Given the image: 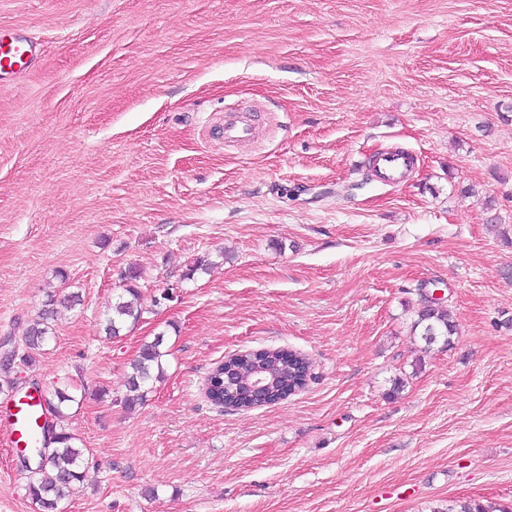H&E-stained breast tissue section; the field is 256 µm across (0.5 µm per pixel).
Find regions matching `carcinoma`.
Masks as SVG:
<instances>
[{
    "mask_svg": "<svg viewBox=\"0 0 512 512\" xmlns=\"http://www.w3.org/2000/svg\"><path fill=\"white\" fill-rule=\"evenodd\" d=\"M218 265L213 256L206 254L196 258L183 275L192 280L199 272L206 273ZM140 278L137 269L131 267L124 275L126 281L123 294L112 303L105 314L103 330L110 338H117L132 330L143 318L146 308L142 295L136 286ZM55 296L50 295L38 318L31 323L23 336L27 351L24 361L30 364L35 360L34 353L41 350L53 334L56 315ZM413 328L419 331L423 350L441 342L450 344L454 334V324L449 310L439 304L425 305L418 314ZM163 336L154 337L143 344L138 355L129 363L130 371L126 379V392L122 399L125 408L132 410L147 401L154 384L164 378ZM312 369L306 355L285 347L262 348L258 351H244L233 358L219 361L209 372L204 394L215 405H224V372H229L234 385L230 391L236 393L234 404L240 410H248L271 404L283 397L287 389L300 390L306 386L305 372ZM75 396L69 388L57 387L52 396L44 399L46 443L30 452L35 464L29 468L28 492L38 504L41 512H57L61 502L69 499L74 485L83 478L85 449L77 445V437L63 425ZM429 512H508L493 502L472 499L450 500L444 507H433Z\"/></svg>",
    "mask_w": 512,
    "mask_h": 512,
    "instance_id": "obj_1",
    "label": "carcinoma"
}]
</instances>
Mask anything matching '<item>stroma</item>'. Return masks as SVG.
<instances>
[{"label":"stroma","instance_id":"stroma-1","mask_svg":"<svg viewBox=\"0 0 512 512\" xmlns=\"http://www.w3.org/2000/svg\"><path fill=\"white\" fill-rule=\"evenodd\" d=\"M0 32L40 44L0 81V342L82 295L10 372L82 397L59 512L512 507V0H0ZM228 110L255 142L225 143ZM395 148L404 182L366 181ZM132 266L152 308L109 340ZM436 287L456 332L427 351ZM159 333L165 377L127 410ZM264 347L307 355L302 391L207 400L214 363ZM28 481L0 446V512H40ZM429 512H509L505 507L496 503L472 499H457L448 501L443 507H433Z\"/></svg>","mask_w":512,"mask_h":512}]
</instances>
